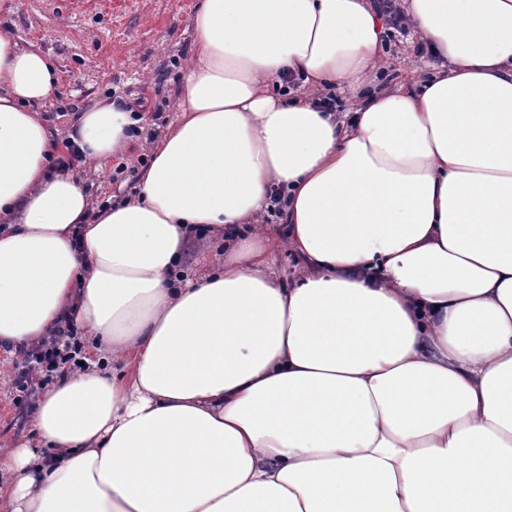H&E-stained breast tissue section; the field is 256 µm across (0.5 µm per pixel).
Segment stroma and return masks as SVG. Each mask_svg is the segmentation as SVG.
<instances>
[{
  "mask_svg": "<svg viewBox=\"0 0 512 512\" xmlns=\"http://www.w3.org/2000/svg\"><path fill=\"white\" fill-rule=\"evenodd\" d=\"M199 0H0V32L39 51L58 83L43 104L51 135L71 129L74 109L100 99L143 102L142 131L121 160L86 176L97 200L130 194V180L154 139L174 120L186 61L195 51L193 15ZM428 58L415 55L407 35L386 49L389 86L425 76ZM126 173H118V164ZM21 354L0 349V443L27 436L35 399L17 388Z\"/></svg>",
  "mask_w": 512,
  "mask_h": 512,
  "instance_id": "1",
  "label": "stroma"
}]
</instances>
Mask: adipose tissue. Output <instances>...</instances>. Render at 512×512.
Instances as JSON below:
<instances>
[{"mask_svg": "<svg viewBox=\"0 0 512 512\" xmlns=\"http://www.w3.org/2000/svg\"><path fill=\"white\" fill-rule=\"evenodd\" d=\"M403 2L439 62L376 93L373 0H203L178 117L104 205L55 160L124 153L131 112L51 138L56 71L0 32V348L82 340L0 446V512H512V0ZM287 71L363 101L337 122Z\"/></svg>", "mask_w": 512, "mask_h": 512, "instance_id": "1", "label": "adipose tissue"}]
</instances>
